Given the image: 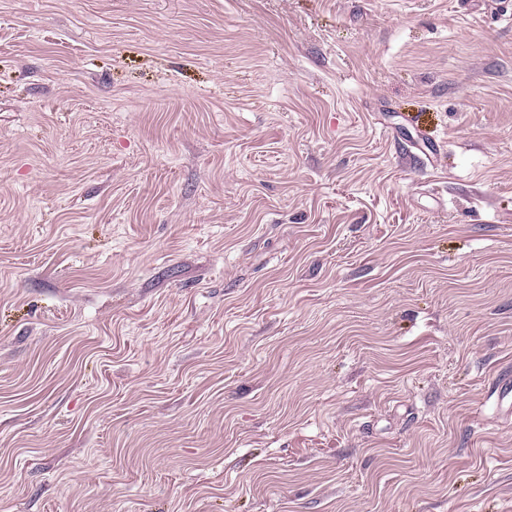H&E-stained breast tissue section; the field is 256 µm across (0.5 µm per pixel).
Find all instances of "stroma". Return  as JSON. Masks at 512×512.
<instances>
[{"instance_id":"35a3bbf8","label":"stroma","mask_w":512,"mask_h":512,"mask_svg":"<svg viewBox=\"0 0 512 512\" xmlns=\"http://www.w3.org/2000/svg\"><path fill=\"white\" fill-rule=\"evenodd\" d=\"M512 0H0V512H512Z\"/></svg>"}]
</instances>
